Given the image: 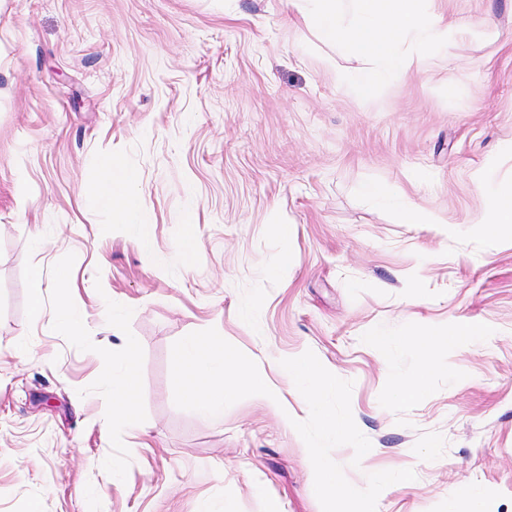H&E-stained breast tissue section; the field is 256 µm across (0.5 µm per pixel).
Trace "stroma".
I'll use <instances>...</instances> for the list:
<instances>
[{
	"label": "stroma",
	"mask_w": 512,
	"mask_h": 512,
	"mask_svg": "<svg viewBox=\"0 0 512 512\" xmlns=\"http://www.w3.org/2000/svg\"><path fill=\"white\" fill-rule=\"evenodd\" d=\"M433 6L465 32L409 46L407 73L361 97L345 85L372 63L288 0H0V512H322L316 446L349 486L391 477L379 512H448L466 484L486 512H512V231L485 234L477 189L512 181V0ZM109 156L139 178L135 223L84 196ZM406 205L439 223H405ZM63 300L80 329L53 316ZM459 320L474 334L432 352L427 392L389 399L418 368L413 332ZM126 336L129 423L107 381ZM195 336L263 369L270 391L204 417L171 372ZM301 357L332 374L346 442L322 436L282 372ZM46 288L41 271L34 268L29 278V311L35 319H42L47 316V310L44 306ZM136 340L132 336L124 338L125 355L121 372L112 377V408L115 417L129 420L135 412L138 394V373L134 361Z\"/></svg>",
	"instance_id": "stroma-1"
}]
</instances>
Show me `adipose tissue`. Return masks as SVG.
<instances>
[{
	"label": "adipose tissue",
	"instance_id": "adipose-tissue-1",
	"mask_svg": "<svg viewBox=\"0 0 512 512\" xmlns=\"http://www.w3.org/2000/svg\"><path fill=\"white\" fill-rule=\"evenodd\" d=\"M433 0H289L290 7L318 36L327 42L346 44L350 50L379 64L385 72L400 75L407 69L404 47L408 44L429 46L449 44L454 25L432 6ZM136 177L122 161L111 157L104 160L97 183L85 190L87 198L105 206L113 219L123 224L135 221L144 204L134 189ZM488 209L482 224L486 234L498 235L512 225V182H499L487 189ZM472 334L468 323L457 322L441 333L421 331L410 343L420 359L416 374L391 390L397 398L410 399L421 394L435 365L430 353L438 348L454 349ZM136 340L124 339L125 355L121 372L112 380V408L115 417L130 419L136 408L138 373L134 361ZM172 374L184 397L209 419L224 417L227 391L245 389L255 394L269 390L265 375L255 366L241 361L232 350L217 354L213 343L196 338L179 345L172 355ZM288 374L305 388L309 403L319 418L323 434L331 440L348 436L347 423L336 420L322 404V397L331 384L329 373L308 359H298L288 365ZM314 478L328 508L326 512H378L388 481L377 478L368 490L354 491L357 510H349L336 496L343 475L323 451L313 453Z\"/></svg>",
	"mask_w": 512,
	"mask_h": 512
}]
</instances>
